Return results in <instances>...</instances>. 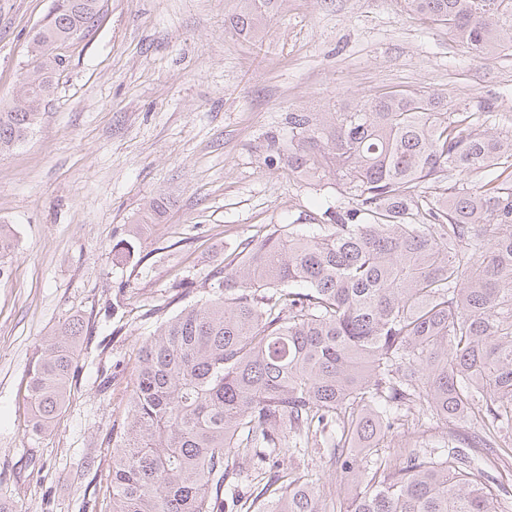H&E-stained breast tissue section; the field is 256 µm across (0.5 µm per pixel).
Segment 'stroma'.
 I'll list each match as a JSON object with an SVG mask.
<instances>
[{
	"instance_id": "stroma-1",
	"label": "stroma",
	"mask_w": 512,
	"mask_h": 512,
	"mask_svg": "<svg viewBox=\"0 0 512 512\" xmlns=\"http://www.w3.org/2000/svg\"><path fill=\"white\" fill-rule=\"evenodd\" d=\"M53 0H0V107L18 94L30 40ZM233 0H100L26 140L0 155V501L14 512H83L107 495V441L122 422L137 348L165 315L208 298L211 274L274 229L311 233L354 208L328 175L289 172L293 112H338L395 89L488 107L512 131V51L483 59L402 0H279L257 35L226 24ZM171 206L131 255L127 229L149 202ZM81 316L68 400L34 433L26 366L59 323ZM468 447L512 512V455ZM444 426L403 418L381 456L431 450Z\"/></svg>"
}]
</instances>
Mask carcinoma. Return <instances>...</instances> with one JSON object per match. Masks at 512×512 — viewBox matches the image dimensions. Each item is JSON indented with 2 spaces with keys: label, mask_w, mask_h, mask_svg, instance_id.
Here are the masks:
<instances>
[{
  "label": "carcinoma",
  "mask_w": 512,
  "mask_h": 512,
  "mask_svg": "<svg viewBox=\"0 0 512 512\" xmlns=\"http://www.w3.org/2000/svg\"><path fill=\"white\" fill-rule=\"evenodd\" d=\"M100 0H55L32 39L38 71L0 110V154L25 140L63 58ZM256 34L274 0H235ZM475 54L512 50V0H404ZM288 169L328 173L360 198L311 234L275 230L211 275L213 295L159 323L136 354L125 418L112 428L108 512H499L459 454L406 450L364 467L415 411L467 419L492 454L512 429V135L491 115L450 112L436 93L381 92L313 122L289 117ZM432 199L418 190L442 180ZM84 322L33 353V430L60 415ZM330 448L354 487L329 503L282 462ZM247 481L252 493L238 492Z\"/></svg>",
  "instance_id": "1"
}]
</instances>
